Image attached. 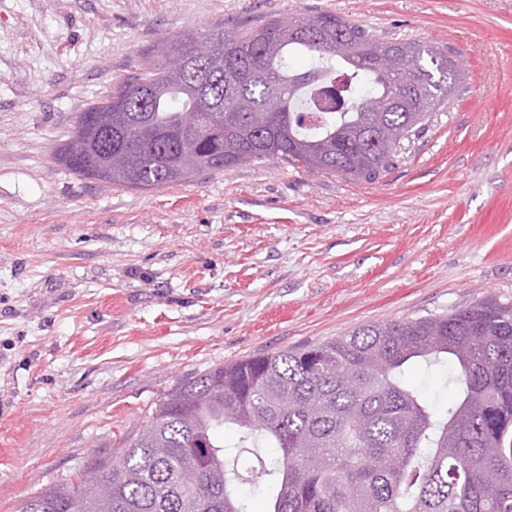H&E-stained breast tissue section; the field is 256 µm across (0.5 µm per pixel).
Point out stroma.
I'll return each mask as SVG.
<instances>
[{
	"label": "stroma",
	"instance_id": "stroma-1",
	"mask_svg": "<svg viewBox=\"0 0 512 512\" xmlns=\"http://www.w3.org/2000/svg\"><path fill=\"white\" fill-rule=\"evenodd\" d=\"M298 12L460 61L385 176L270 162L141 193L53 161L159 40ZM483 298L512 303V0H0V512L120 460L216 366Z\"/></svg>",
	"mask_w": 512,
	"mask_h": 512
}]
</instances>
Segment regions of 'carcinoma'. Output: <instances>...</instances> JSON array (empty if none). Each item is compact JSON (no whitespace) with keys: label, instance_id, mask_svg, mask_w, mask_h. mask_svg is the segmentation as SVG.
<instances>
[{"label":"carcinoma","instance_id":"obj_1","mask_svg":"<svg viewBox=\"0 0 512 512\" xmlns=\"http://www.w3.org/2000/svg\"><path fill=\"white\" fill-rule=\"evenodd\" d=\"M387 45L332 13L180 33L80 113L53 158L136 192L266 162L375 181L463 80L447 52L398 40L420 78L405 91L414 103L364 112L398 90L363 65ZM298 55L306 68L291 65ZM172 58L183 71L167 70ZM273 98L280 110L268 112ZM186 112L208 115L191 140ZM420 361L448 365L447 408L404 382ZM227 425L241 443L278 449L250 469L268 488L266 512H512V303L363 324L216 367L156 403L123 458L97 463L101 483L50 487L19 512H249Z\"/></svg>","mask_w":512,"mask_h":512}]
</instances>
